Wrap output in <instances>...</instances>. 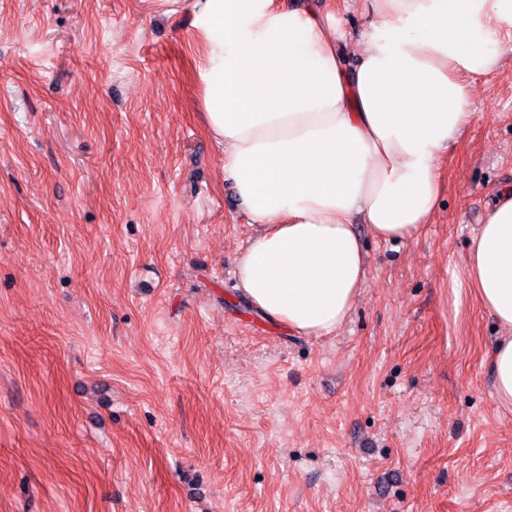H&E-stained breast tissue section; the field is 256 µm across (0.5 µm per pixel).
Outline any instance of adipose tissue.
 <instances>
[{
  "mask_svg": "<svg viewBox=\"0 0 512 512\" xmlns=\"http://www.w3.org/2000/svg\"><path fill=\"white\" fill-rule=\"evenodd\" d=\"M177 2L202 50L205 132L258 227L236 287L270 322L332 335L366 277L356 218L382 241L413 240L430 223L440 160L472 116L468 80L496 70L512 0H362L368 23L353 39L330 16L280 0ZM450 286L497 323L494 395L512 411V189L499 192Z\"/></svg>",
  "mask_w": 512,
  "mask_h": 512,
  "instance_id": "adipose-tissue-1",
  "label": "adipose tissue"
}]
</instances>
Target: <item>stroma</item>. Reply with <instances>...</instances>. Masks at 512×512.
I'll return each mask as SVG.
<instances>
[{"mask_svg":"<svg viewBox=\"0 0 512 512\" xmlns=\"http://www.w3.org/2000/svg\"><path fill=\"white\" fill-rule=\"evenodd\" d=\"M199 59L158 0H0V512H512L499 330L448 286L512 186V51L470 81L431 224L359 225L367 279L325 338L236 290L256 227Z\"/></svg>","mask_w":512,"mask_h":512,"instance_id":"stroma-1","label":"stroma"}]
</instances>
